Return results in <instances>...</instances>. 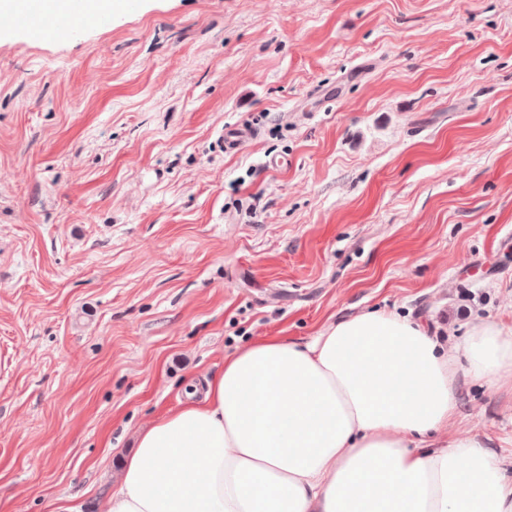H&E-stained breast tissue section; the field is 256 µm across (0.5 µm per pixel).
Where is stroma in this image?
I'll list each match as a JSON object with an SVG mask.
<instances>
[{"mask_svg":"<svg viewBox=\"0 0 512 512\" xmlns=\"http://www.w3.org/2000/svg\"><path fill=\"white\" fill-rule=\"evenodd\" d=\"M369 309L512 326V0L0 21V512H103L188 383ZM448 435L512 476V383L461 377ZM256 133L252 127L237 125L226 128L224 131L225 152L237 151L246 141L255 137Z\"/></svg>","mask_w":512,"mask_h":512,"instance_id":"1","label":"stroma"}]
</instances>
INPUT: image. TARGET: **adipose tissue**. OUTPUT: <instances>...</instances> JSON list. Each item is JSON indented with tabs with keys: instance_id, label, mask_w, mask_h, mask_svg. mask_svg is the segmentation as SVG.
Masks as SVG:
<instances>
[{
	"instance_id": "obj_1",
	"label": "adipose tissue",
	"mask_w": 512,
	"mask_h": 512,
	"mask_svg": "<svg viewBox=\"0 0 512 512\" xmlns=\"http://www.w3.org/2000/svg\"><path fill=\"white\" fill-rule=\"evenodd\" d=\"M464 353L512 381V328L474 326ZM458 388L456 356L392 313L255 340L140 430L106 512H512L489 444L439 437Z\"/></svg>"
}]
</instances>
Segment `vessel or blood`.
I'll use <instances>...</instances> for the list:
<instances>
[{
  "mask_svg": "<svg viewBox=\"0 0 512 512\" xmlns=\"http://www.w3.org/2000/svg\"><path fill=\"white\" fill-rule=\"evenodd\" d=\"M87 22L106 27L111 25L112 15L106 9L92 16L87 15L83 0H71L67 12L62 14L50 10L47 0H17L11 15L12 26L28 31L39 38H53ZM254 136V129L248 126L237 125L226 128L224 149L229 153L237 151Z\"/></svg>",
  "mask_w": 512,
  "mask_h": 512,
  "instance_id": "vessel-or-blood-1",
  "label": "vessel or blood"
}]
</instances>
